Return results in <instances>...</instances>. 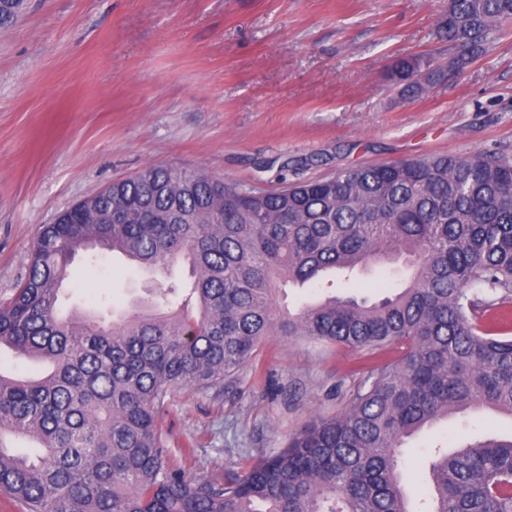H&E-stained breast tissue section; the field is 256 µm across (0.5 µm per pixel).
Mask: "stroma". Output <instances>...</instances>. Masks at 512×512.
Here are the masks:
<instances>
[{
    "mask_svg": "<svg viewBox=\"0 0 512 512\" xmlns=\"http://www.w3.org/2000/svg\"><path fill=\"white\" fill-rule=\"evenodd\" d=\"M448 0H28L0 33V300L25 280L43 227L70 204L150 164L280 189L367 165L476 152L512 158V23L459 72L414 92L403 59L444 66ZM401 264L355 271L333 292L377 300ZM156 278L120 254L71 264L63 309L96 300L102 325ZM370 358L273 335L231 385L174 390L159 417L171 458L220 479L343 413ZM512 415L468 410L407 439L411 504L427 458Z\"/></svg>",
    "mask_w": 512,
    "mask_h": 512,
    "instance_id": "1",
    "label": "stroma"
}]
</instances>
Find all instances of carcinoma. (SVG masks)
<instances>
[{
	"instance_id": "carcinoma-1",
	"label": "carcinoma",
	"mask_w": 512,
	"mask_h": 512,
	"mask_svg": "<svg viewBox=\"0 0 512 512\" xmlns=\"http://www.w3.org/2000/svg\"><path fill=\"white\" fill-rule=\"evenodd\" d=\"M26 0H0V31ZM512 21V0H448L440 29L469 53ZM443 74L401 62L424 90ZM123 252L142 269L188 264L191 282L100 325L61 314L82 251ZM405 259L400 292L372 304L329 296L296 313L281 283ZM182 297L180 308L170 309ZM512 160L480 153L348 169L279 191L203 169L148 165L77 200L43 227L28 275L0 301V347L45 363L0 372V492L25 512H414L399 448L471 408L512 416ZM358 351L401 350L366 372L344 413L222 480L174 465L159 417L179 386L218 389L272 336ZM26 438L36 452L13 453ZM424 512H512V436L436 448Z\"/></svg>"
}]
</instances>
